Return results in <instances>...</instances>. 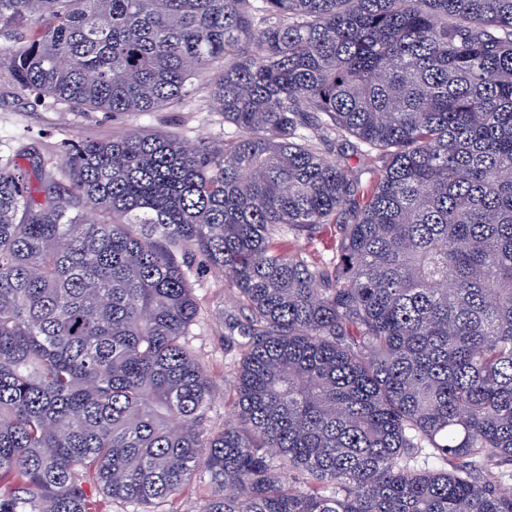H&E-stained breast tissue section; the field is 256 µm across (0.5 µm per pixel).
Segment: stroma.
<instances>
[{
	"label": "stroma",
	"instance_id": "1",
	"mask_svg": "<svg viewBox=\"0 0 512 512\" xmlns=\"http://www.w3.org/2000/svg\"><path fill=\"white\" fill-rule=\"evenodd\" d=\"M74 136H93L108 140L130 130L149 133L178 134L188 142H219L234 135V126L226 124L220 113L208 111L205 101L193 106L165 112H89L69 105L47 106L34 100L0 77V144L26 143L43 156L56 153L59 129ZM320 138L329 155L348 167L362 183L373 181L382 161L376 154L353 151L347 141L327 131ZM336 225L326 224L315 232L285 236L290 249L300 251L312 261L325 264L336 257ZM193 294L200 308L199 320L187 338L190 348L204 365L212 383L209 417L214 427H222L231 415L224 401L240 359L239 337L230 335L229 320L243 318L235 294L223 274L207 267H197L189 275Z\"/></svg>",
	"mask_w": 512,
	"mask_h": 512
}]
</instances>
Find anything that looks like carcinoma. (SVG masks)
<instances>
[{"label":"carcinoma","mask_w":512,"mask_h":512,"mask_svg":"<svg viewBox=\"0 0 512 512\" xmlns=\"http://www.w3.org/2000/svg\"><path fill=\"white\" fill-rule=\"evenodd\" d=\"M2 74L87 111L202 95L237 132L0 150V512L201 469V512H512L484 473L512 464V0H0ZM324 224L330 265L279 241ZM193 259L246 311L217 430ZM316 135L318 142L321 138L325 143V149L329 155L336 158V161L342 166L348 167L363 184H369L376 179L382 161L378 159L375 153L366 154L353 151L348 141L337 138L336 135L324 130H319Z\"/></svg>","instance_id":"1"}]
</instances>
